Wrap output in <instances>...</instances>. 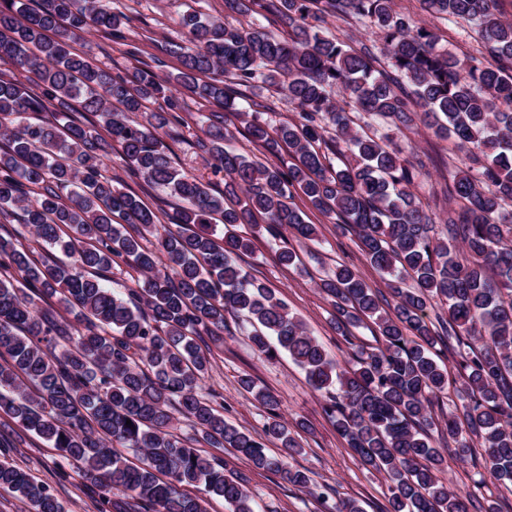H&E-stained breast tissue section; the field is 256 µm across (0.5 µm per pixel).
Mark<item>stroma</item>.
I'll list each match as a JSON object with an SVG mask.
<instances>
[{
    "mask_svg": "<svg viewBox=\"0 0 512 512\" xmlns=\"http://www.w3.org/2000/svg\"><path fill=\"white\" fill-rule=\"evenodd\" d=\"M192 4L210 16L233 24L238 21L237 15L225 9L224 0H112L113 7L128 18L124 29L128 42L136 44L144 55L159 58L157 72L161 75L178 72L180 68V61L170 53L169 46L183 43L177 21ZM124 45L105 40L93 31L76 40L72 49L89 57L97 66L114 72L134 66L133 60L124 54ZM397 140L410 144L417 158L429 159L430 175L417 180L415 192L422 201H430L432 193L440 190L447 168L459 165L461 151L452 141L436 138L432 130L421 124L398 135ZM294 203L303 212L305 221L316 225L318 244L302 243L288 231L278 235L266 233L254 239L252 253L241 256L240 263L252 276L276 290L332 356L344 360L349 349L336 333L333 309L318 286L320 279L336 263L345 262L354 266L373 287L384 288L385 282L367 264L353 234L341 232L331 219L312 208L303 195H296ZM284 247L299 254L301 268L278 263L276 254ZM227 323L228 336L223 342L209 343L205 350L210 366L203 381L204 391L222 394L225 419L242 430L261 434L267 410L238 385L239 376L248 373L258 386L277 397V411L284 419L291 422L303 419L311 425L307 433L293 429L292 435L302 450L288 459L291 467L311 472L313 484L307 489H296L281 476L254 468L240 454L216 449V456L246 476L260 512H322L320 495L329 490L339 497L359 501L364 512H385L389 496L385 476L365 469L337 433L325 412L327 398L311 389L304 372L286 355L266 357L256 353L247 337L239 335L237 317H228ZM0 430L9 433L14 445L10 461L50 486L64 512H95L76 468L61 459L54 448L23 432L3 414ZM441 478L458 493H480L495 500L500 512H512V490L499 486L473 462L449 461Z\"/></svg>",
    "mask_w": 512,
    "mask_h": 512,
    "instance_id": "stroma-1",
    "label": "stroma"
}]
</instances>
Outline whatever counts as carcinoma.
Instances as JSON below:
<instances>
[{"label":"carcinoma","instance_id":"1","mask_svg":"<svg viewBox=\"0 0 512 512\" xmlns=\"http://www.w3.org/2000/svg\"><path fill=\"white\" fill-rule=\"evenodd\" d=\"M421 2L431 16L468 25L485 53L459 58L394 0H224L247 23L183 14L176 75L160 77L158 59L139 58L136 46L132 73L111 74L70 42L92 30L126 40V15L112 0H0V227L17 218L33 236L25 244L0 233V411L80 470L96 512H206L192 489L229 512H259L246 480L201 442L310 487L309 472L288 465L301 446L273 394L247 374L238 380L268 409L263 435L253 436L224 420L217 393L203 392L200 341L224 339L228 314L245 318L256 351H285L329 394L337 432L390 483L386 512H498L448 489L438 473L452 456L512 485V19L497 0ZM331 18L363 27L374 43L352 46L329 30ZM381 55L387 68L377 70ZM176 86L221 107L201 116L203 136L184 135ZM334 88L355 112L400 133L419 120L455 139L464 167L443 177V193L460 210L432 217L412 192L423 164L395 140L369 135ZM262 89L283 95L295 119L274 120ZM150 101L158 110L145 111ZM230 116L273 158L288 146L294 162L237 152ZM174 135L209 155L224 191L172 165L165 138ZM113 143L135 185L180 202L170 223L105 173ZM297 192L357 235L394 300L383 308L381 292L345 264L321 280L346 342L374 325V343L344 363L237 261L252 252L241 227L315 237ZM121 264L139 273L123 293L109 287ZM436 304L446 317L435 323ZM452 374L458 404L438 420ZM178 417L194 436L174 432ZM434 432L454 447H433ZM271 439L286 454L267 452ZM1 488L27 512H64L47 485L2 459ZM322 499L325 512H363L354 499Z\"/></svg>","mask_w":512,"mask_h":512}]
</instances>
